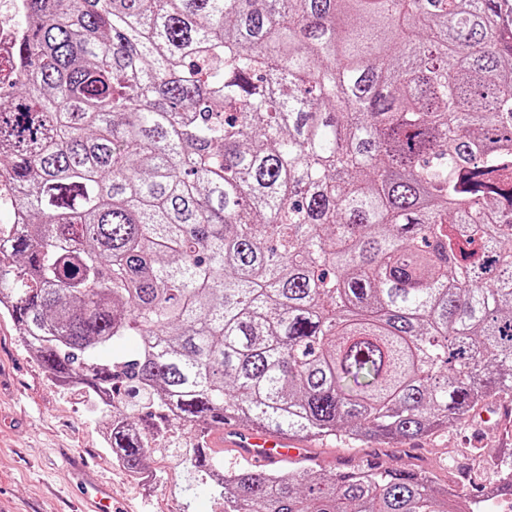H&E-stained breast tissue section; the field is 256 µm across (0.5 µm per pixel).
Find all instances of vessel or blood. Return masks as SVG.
<instances>
[{
	"instance_id": "b4317fda",
	"label": "vessel or blood",
	"mask_w": 512,
	"mask_h": 512,
	"mask_svg": "<svg viewBox=\"0 0 512 512\" xmlns=\"http://www.w3.org/2000/svg\"><path fill=\"white\" fill-rule=\"evenodd\" d=\"M211 449L229 448L237 457L257 467H268L303 455L299 442L282 432L260 427L240 429L224 425L207 438ZM79 512H112V493L109 486L92 484L90 492L81 500Z\"/></svg>"
}]
</instances>
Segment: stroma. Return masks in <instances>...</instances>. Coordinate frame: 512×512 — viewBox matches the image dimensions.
<instances>
[{
	"mask_svg": "<svg viewBox=\"0 0 512 512\" xmlns=\"http://www.w3.org/2000/svg\"><path fill=\"white\" fill-rule=\"evenodd\" d=\"M485 407L505 414L502 428H489L474 414L394 445L350 448L334 438L316 439L307 444L306 465L329 472L367 458L398 470L422 465L456 494L477 500L497 478L486 453L512 446V394L492 397ZM106 429V416L89 396L48 379L17 325L0 315V501L6 507L12 512H78L83 491L64 469L65 460L74 458L111 487L114 505L132 512H224L214 485L191 473L176 454L192 442L181 423H173V449L160 451L148 486L130 480L118 466Z\"/></svg>",
	"mask_w": 512,
	"mask_h": 512,
	"instance_id": "stroma-1",
	"label": "stroma"
}]
</instances>
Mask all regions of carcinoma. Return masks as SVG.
<instances>
[{"label":"carcinoma","instance_id":"obj_1","mask_svg":"<svg viewBox=\"0 0 512 512\" xmlns=\"http://www.w3.org/2000/svg\"><path fill=\"white\" fill-rule=\"evenodd\" d=\"M23 24L0 312L111 400L126 472L169 415L389 444L512 393V0H24ZM225 475L224 512H473L419 470Z\"/></svg>","mask_w":512,"mask_h":512}]
</instances>
